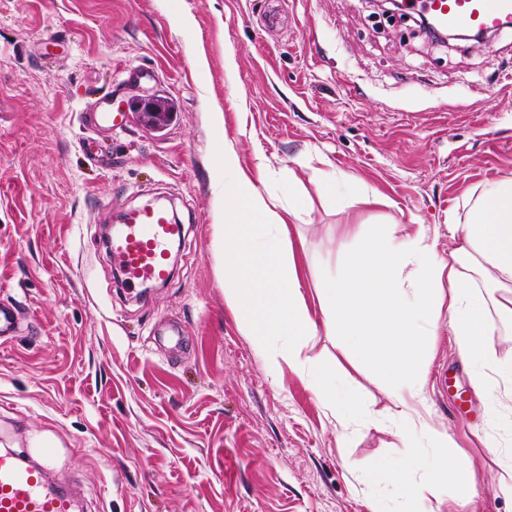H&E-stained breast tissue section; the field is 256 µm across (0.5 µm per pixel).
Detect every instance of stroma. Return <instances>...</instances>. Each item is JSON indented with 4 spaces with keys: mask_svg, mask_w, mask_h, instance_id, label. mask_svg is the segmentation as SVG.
I'll return each instance as SVG.
<instances>
[{
    "mask_svg": "<svg viewBox=\"0 0 512 512\" xmlns=\"http://www.w3.org/2000/svg\"><path fill=\"white\" fill-rule=\"evenodd\" d=\"M0 0V306L21 331L0 346V445L42 460L82 512H399L374 468L430 462L433 441L386 416L372 368L319 335L309 357L336 366L363 409L334 418L306 381L271 382L224 299L215 225L224 147L279 200L307 203L292 225L306 295L340 275L342 227L423 225L440 256L465 195L512 178V27L488 44L435 47L380 30L361 0ZM60 31L65 42L43 36ZM233 67H226V59ZM157 98L165 127L132 104ZM118 109L96 132L83 109ZM96 137L101 152L82 150ZM335 171V199L316 185ZM368 185L382 198L358 203ZM166 203L183 227L171 278L128 288L104 238L131 208ZM180 327L182 343L165 337ZM426 419L475 490L442 512H512L495 451L512 447L440 317L423 388Z\"/></svg>",
    "mask_w": 512,
    "mask_h": 512,
    "instance_id": "35a3bbf8",
    "label": "stroma"
}]
</instances>
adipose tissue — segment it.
I'll list each match as a JSON object with an SVG mask.
<instances>
[{
    "instance_id": "ef3b65f1",
    "label": "adipose tissue",
    "mask_w": 512,
    "mask_h": 512,
    "mask_svg": "<svg viewBox=\"0 0 512 512\" xmlns=\"http://www.w3.org/2000/svg\"><path fill=\"white\" fill-rule=\"evenodd\" d=\"M301 203L289 195L287 211L278 212L240 170L233 147L225 146L224 222L216 242L224 260V299L271 380L291 370L332 414L344 415L346 398L334 365L306 354L323 330L371 364L387 387L389 415L410 417L434 327L445 312L465 359L477 369L492 368L512 394V356L488 361L485 346L490 313L512 325V179L465 196L464 214L454 220L459 234L444 258L423 228L385 224L365 231L348 225L358 248L340 277L321 278L312 302L297 273L287 224ZM434 448L432 463L418 475L404 465L373 472L375 482L401 483V512H436L432 498L439 491L472 488V471L448 455L447 434L437 436Z\"/></svg>"
}]
</instances>
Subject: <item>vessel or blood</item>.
Instances as JSON below:
<instances>
[{"mask_svg": "<svg viewBox=\"0 0 512 512\" xmlns=\"http://www.w3.org/2000/svg\"><path fill=\"white\" fill-rule=\"evenodd\" d=\"M403 7L465 30L497 32L512 17V0H403ZM181 232L164 210H128L112 237V258L130 284L166 281V245ZM73 501L72 494L54 489L45 464L25 463L0 450V512H73Z\"/></svg>", "mask_w": 512, "mask_h": 512, "instance_id": "b4317fda", "label": "vessel or blood"}]
</instances>
